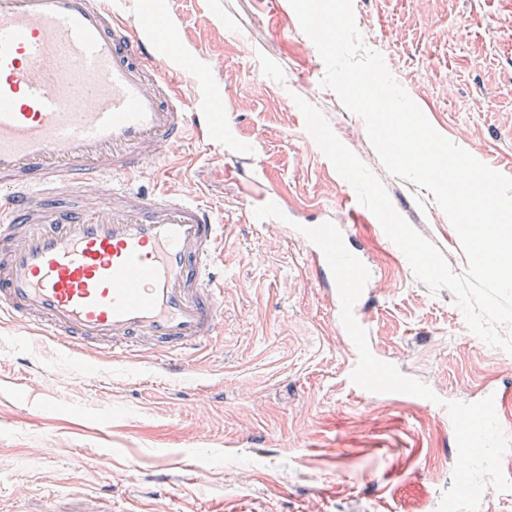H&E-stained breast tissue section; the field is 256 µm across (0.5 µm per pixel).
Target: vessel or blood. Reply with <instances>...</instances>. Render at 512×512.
<instances>
[{
	"instance_id": "1",
	"label": "vessel or blood",
	"mask_w": 512,
	"mask_h": 512,
	"mask_svg": "<svg viewBox=\"0 0 512 512\" xmlns=\"http://www.w3.org/2000/svg\"><path fill=\"white\" fill-rule=\"evenodd\" d=\"M186 93H177V85ZM222 98L169 12L144 0H0V314L75 361L177 358L224 326V227L135 181L227 131ZM250 208L273 199L242 184Z\"/></svg>"
}]
</instances>
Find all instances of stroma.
<instances>
[{"instance_id": "1", "label": "stroma", "mask_w": 512, "mask_h": 512, "mask_svg": "<svg viewBox=\"0 0 512 512\" xmlns=\"http://www.w3.org/2000/svg\"><path fill=\"white\" fill-rule=\"evenodd\" d=\"M187 52L223 91L254 152L191 140L166 156L170 192L224 226V331L170 380L152 354L89 369L53 339L0 320V512H437L455 432L433 410L366 400L343 378L347 336L303 246L251 224L260 171L299 222L328 218L375 275L370 346L446 401L494 387L512 436V355L467 327L449 290L419 282L304 127L303 97L381 180L396 209L462 273L459 237L427 190L381 163L362 117L323 88L324 62L289 0H166ZM357 26L433 127L512 176V0H353Z\"/></svg>"}]
</instances>
